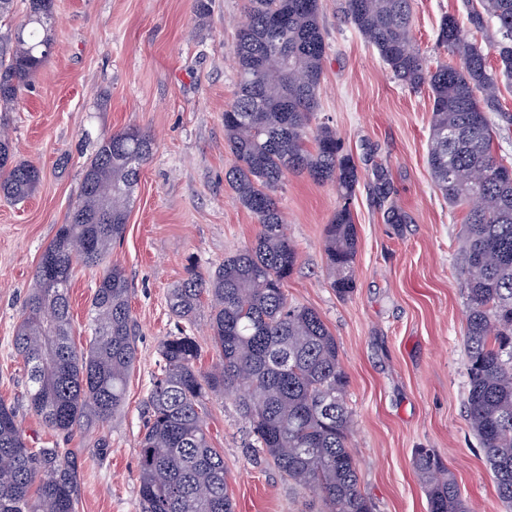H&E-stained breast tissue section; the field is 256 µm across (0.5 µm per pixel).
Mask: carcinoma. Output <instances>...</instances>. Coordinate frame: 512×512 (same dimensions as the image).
Masks as SVG:
<instances>
[{
  "label": "carcinoma",
  "instance_id": "1",
  "mask_svg": "<svg viewBox=\"0 0 512 512\" xmlns=\"http://www.w3.org/2000/svg\"><path fill=\"white\" fill-rule=\"evenodd\" d=\"M477 31L494 27L487 53L443 17L437 45L456 63L432 70L412 31V0H343L347 21L407 87L432 96L427 165L448 204L466 211L456 268L468 304L464 355L468 424L479 440L499 499L512 504V161L493 153L488 114L502 111L499 86H512V0H466ZM247 24L233 49L237 92L224 110V141L236 159L228 180L260 226L247 248L171 289L169 307L193 324L209 308L219 362L197 367L201 347L184 328L159 349L139 441L140 512H235L224 455L211 446L206 401L233 394L256 449L288 482L311 489L328 512H374L350 450L352 414L336 339L317 311L288 301L297 263L275 191L288 173L331 183L343 201L324 229L331 286L355 290L357 229L349 200L358 169L336 132L311 128L319 109L325 34L319 0H246ZM52 0H28L13 33L0 36V129L21 87L49 51ZM154 139L128 128L101 137L83 169L66 223L43 250L16 326L14 350L27 367L29 410L70 438L108 421L124 405L137 359L130 283L105 268L90 305L92 335L71 338L73 264L98 267L121 241L140 167ZM41 181L0 135V195L20 201ZM479 196L482 205L471 206ZM428 512H470L453 474L428 448L413 453ZM78 469L67 448H31L16 409L0 402V512H76Z\"/></svg>",
  "mask_w": 512,
  "mask_h": 512
}]
</instances>
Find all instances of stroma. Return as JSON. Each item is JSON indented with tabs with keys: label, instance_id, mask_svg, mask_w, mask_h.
Here are the masks:
<instances>
[{
	"label": "stroma",
	"instance_id": "1",
	"mask_svg": "<svg viewBox=\"0 0 512 512\" xmlns=\"http://www.w3.org/2000/svg\"><path fill=\"white\" fill-rule=\"evenodd\" d=\"M53 0L48 58L22 87L7 132L18 160L42 180L21 202L0 199V401L14 406L33 448L65 443L77 465L78 512H139L138 441L159 348L174 335L170 289L189 265L207 272L258 232L225 178L235 157L224 110L237 91L233 48L245 0ZM320 0L328 44L317 122L352 156L360 180L350 202L358 231L356 290L339 298L323 248L341 200L331 184L287 174L276 198L298 253L285 289L319 312L336 338L353 414L351 451L375 512H428L415 449H433L475 512H506L466 417V297L454 266L463 210L437 189L426 156L428 89L395 80L341 12ZM464 19L463 0H414L413 36L429 67L451 62L436 45L442 18ZM138 128L155 140L134 189L111 262L131 287L137 362L124 409L103 429L62 440L27 407L15 328L44 248L80 193L82 170L103 134ZM401 222H393L392 213ZM98 269L75 264L72 340L84 346ZM224 454L236 512H324L309 489L289 484L249 436L234 396L205 415ZM107 447H100V439Z\"/></svg>",
	"mask_w": 512,
	"mask_h": 512
}]
</instances>
